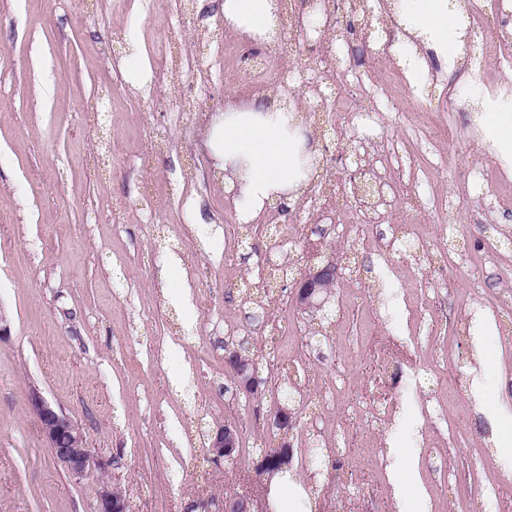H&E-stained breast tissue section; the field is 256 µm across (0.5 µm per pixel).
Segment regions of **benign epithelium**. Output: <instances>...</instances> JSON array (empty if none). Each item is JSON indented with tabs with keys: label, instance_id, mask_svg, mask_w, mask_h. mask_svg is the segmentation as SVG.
I'll list each match as a JSON object with an SVG mask.
<instances>
[{
	"label": "benign epithelium",
	"instance_id": "benign-epithelium-1",
	"mask_svg": "<svg viewBox=\"0 0 512 512\" xmlns=\"http://www.w3.org/2000/svg\"><path fill=\"white\" fill-rule=\"evenodd\" d=\"M337 276L336 264L331 261L319 264L309 263L294 278V302L304 312H317L331 294ZM235 380L240 391L254 395L259 389V380L251 362L245 357L238 358ZM30 404L37 416L39 429L54 461L71 476L82 478L94 469H104L107 461L95 454L87 444L83 429L68 415L53 408L39 392L34 391ZM240 438L238 427L226 424L213 429L208 435V448L217 459L232 460ZM291 452L290 443L283 441L276 460L263 457L257 464V475L262 487L279 471L288 465ZM127 498L117 488L102 483L96 493L95 512H127ZM221 512H271L268 499L256 500L252 494H239L233 499H226L221 505Z\"/></svg>",
	"mask_w": 512,
	"mask_h": 512
}]
</instances>
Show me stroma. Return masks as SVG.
Here are the masks:
<instances>
[{
	"instance_id": "35a3bbf8",
	"label": "stroma",
	"mask_w": 512,
	"mask_h": 512,
	"mask_svg": "<svg viewBox=\"0 0 512 512\" xmlns=\"http://www.w3.org/2000/svg\"><path fill=\"white\" fill-rule=\"evenodd\" d=\"M221 0H0V512H92L101 481L132 512H186L199 496L238 489L264 444L287 439L288 473L313 512H397L388 467L412 459L423 512H512V473L496 462L485 405L470 382L484 374L497 407L512 411V172L494 163L460 93L429 59L413 88L341 14L339 39L372 73L361 89L333 87L367 106L385 79L397 85L380 127L304 112L319 166L308 193L274 201L279 223H239L207 145L228 95ZM467 53L501 44L483 90L512 77V40L497 16L469 23ZM140 70L126 68L130 39ZM172 42L208 80L170 82L159 53ZM265 57L308 70L330 45L309 36ZM437 124L453 141H430ZM381 142L385 189L364 207L360 146ZM488 173L478 189L473 173ZM333 191L319 237L309 193ZM337 267L324 309L298 310L293 290L253 289L262 262L304 268L305 238ZM494 327L481 336L476 316ZM251 356L256 395L238 391L224 346ZM489 366H482L484 357ZM39 392L83 429L108 469L71 478L46 447L29 397ZM295 426L281 436L278 408ZM410 432L396 434L398 416ZM241 431L239 467L207 460V433ZM321 449V466L310 464Z\"/></svg>"
}]
</instances>
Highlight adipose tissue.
<instances>
[{
    "label": "adipose tissue",
    "mask_w": 512,
    "mask_h": 512,
    "mask_svg": "<svg viewBox=\"0 0 512 512\" xmlns=\"http://www.w3.org/2000/svg\"><path fill=\"white\" fill-rule=\"evenodd\" d=\"M391 8L390 53L410 85L425 81L428 56L452 69L463 62L462 0H391ZM221 12L225 28L250 41H271L280 27L276 0H223ZM296 112L291 98L268 108L230 97L209 129L208 145L235 190L240 223H253L271 198L306 186L312 160ZM473 120L496 161L512 170V99L474 113Z\"/></svg>",
    "instance_id": "adipose-tissue-1"
}]
</instances>
